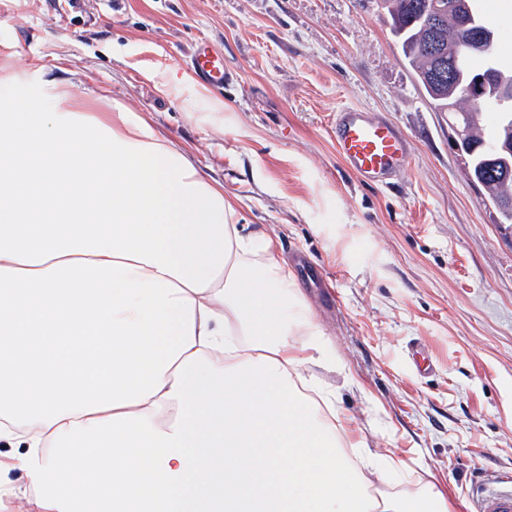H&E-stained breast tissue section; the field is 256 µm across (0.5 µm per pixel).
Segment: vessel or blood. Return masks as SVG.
<instances>
[{
    "label": "vessel or blood",
    "mask_w": 512,
    "mask_h": 512,
    "mask_svg": "<svg viewBox=\"0 0 512 512\" xmlns=\"http://www.w3.org/2000/svg\"><path fill=\"white\" fill-rule=\"evenodd\" d=\"M187 65L198 82L213 89H223L237 78L235 72L225 67L223 55L204 42L196 45ZM330 132L339 158L365 183L391 184L410 161V139L378 113L340 107L331 116ZM475 509L476 512H512V474L496 477L482 488Z\"/></svg>",
    "instance_id": "vessel-or-blood-1"
}]
</instances>
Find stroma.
I'll list each match as a JSON object with an SVG mask.
<instances>
[{
	"mask_svg": "<svg viewBox=\"0 0 512 512\" xmlns=\"http://www.w3.org/2000/svg\"><path fill=\"white\" fill-rule=\"evenodd\" d=\"M377 0H0V98L26 83L82 111L148 113L272 235L336 365L313 366L356 437L473 512L512 473V228L465 175L448 115L415 83ZM237 83L210 91L184 61L199 40ZM380 113L413 153L390 187L360 184L329 118ZM435 369L419 375L414 344Z\"/></svg>",
	"mask_w": 512,
	"mask_h": 512,
	"instance_id": "stroma-1",
	"label": "stroma"
}]
</instances>
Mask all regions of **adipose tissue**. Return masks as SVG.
<instances>
[{"label":"adipose tissue","instance_id":"1","mask_svg":"<svg viewBox=\"0 0 512 512\" xmlns=\"http://www.w3.org/2000/svg\"><path fill=\"white\" fill-rule=\"evenodd\" d=\"M0 100V472L35 512H452L394 484L275 240L143 112Z\"/></svg>","mask_w":512,"mask_h":512}]
</instances>
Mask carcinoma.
<instances>
[{
	"instance_id": "carcinoma-1",
	"label": "carcinoma",
	"mask_w": 512,
	"mask_h": 512,
	"mask_svg": "<svg viewBox=\"0 0 512 512\" xmlns=\"http://www.w3.org/2000/svg\"><path fill=\"white\" fill-rule=\"evenodd\" d=\"M433 0H379V6L391 19L392 33L415 81L425 97L439 112L462 107L461 93L479 73L493 77L484 93L483 111L457 112L449 123L459 131L455 146L467 160V175L480 186L484 200L497 211L499 223L512 224V152L503 154L505 144L512 145V97L500 95L499 87L512 89V64L499 60L497 53L483 59L466 54L460 48L458 26L473 30L497 42L496 28L482 18L476 0H442L454 12L446 25L431 23ZM431 39L439 47L441 59L422 54L420 44ZM493 111L496 127L487 133L483 112Z\"/></svg>"
}]
</instances>
